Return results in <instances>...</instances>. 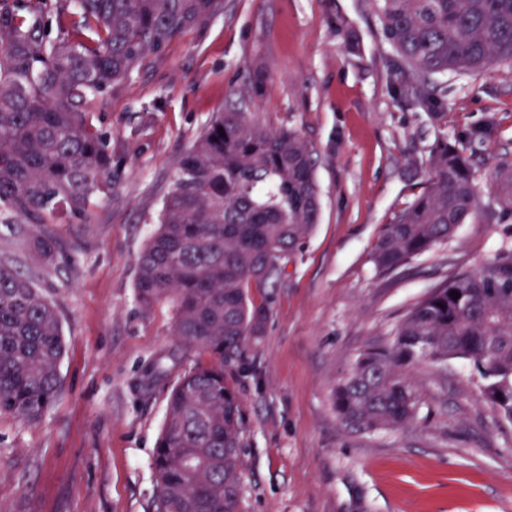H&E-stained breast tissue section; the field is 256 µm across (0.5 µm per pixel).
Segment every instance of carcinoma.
I'll return each instance as SVG.
<instances>
[{
  "mask_svg": "<svg viewBox=\"0 0 512 512\" xmlns=\"http://www.w3.org/2000/svg\"><path fill=\"white\" fill-rule=\"evenodd\" d=\"M382 38L429 96L434 78L512 68V0H374ZM221 0H0V221L41 227L34 252L55 258L57 214L82 217L112 191V149L88 121L90 102ZM267 75L218 114L189 149L137 260L139 307L172 305L173 333L200 359L172 388L154 456L155 512H243L245 419L224 368L264 335L268 309L250 296L277 280L320 218L315 160L292 128L252 116ZM225 136H220V132ZM512 212V164L490 175ZM467 148L444 137L421 192L386 225L371 262L386 275L450 239L481 209ZM456 291L458 295L451 296ZM65 353L60 322L38 288L0 263V413L36 420L56 400ZM208 359L201 360L202 356ZM474 362L481 397L512 421V251L439 284L396 327L387 347L361 352L334 390L342 421L393 430L416 419L409 368Z\"/></svg>",
  "mask_w": 512,
  "mask_h": 512,
  "instance_id": "cac0c4a2",
  "label": "carcinoma"
}]
</instances>
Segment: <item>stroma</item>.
Instances as JSON below:
<instances>
[{
    "mask_svg": "<svg viewBox=\"0 0 512 512\" xmlns=\"http://www.w3.org/2000/svg\"><path fill=\"white\" fill-rule=\"evenodd\" d=\"M268 78L253 111L296 130L316 158L320 219L285 275L252 289L262 339L228 369L241 399L244 512H512V423L482 400L472 362L411 370L416 421L360 432L333 403L337 380L441 281L512 248V215L460 225L396 273L371 254L421 190L436 141L472 144L478 179L512 163V69L438 78L447 121L402 94L401 60L373 0H222L131 78L92 103L112 147L111 194L58 219L54 261L30 225L0 223V262L55 307L65 342L55 402L34 421L0 414V512H152V461L168 394L194 353L173 309L142 312L137 259L183 155L243 88Z\"/></svg>",
    "mask_w": 512,
    "mask_h": 512,
    "instance_id": "obj_1",
    "label": "stroma"
}]
</instances>
